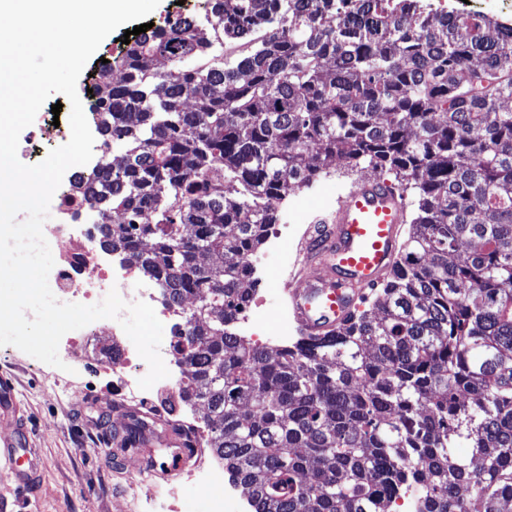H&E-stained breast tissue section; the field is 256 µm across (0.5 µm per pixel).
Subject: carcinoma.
I'll use <instances>...</instances> for the list:
<instances>
[{
  "label": "carcinoma",
  "instance_id": "carcinoma-1",
  "mask_svg": "<svg viewBox=\"0 0 512 512\" xmlns=\"http://www.w3.org/2000/svg\"><path fill=\"white\" fill-rule=\"evenodd\" d=\"M246 52L224 53L227 43ZM170 63L166 71L154 63ZM102 146L79 176L98 243L160 287L252 512H504L512 504V27L420 0H207L91 85ZM336 157L413 206L393 272L326 336L236 333L247 256L288 190ZM469 448L463 457L456 449Z\"/></svg>",
  "mask_w": 512,
  "mask_h": 512
}]
</instances>
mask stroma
Returning <instances> with one entry per match:
<instances>
[{
  "mask_svg": "<svg viewBox=\"0 0 512 512\" xmlns=\"http://www.w3.org/2000/svg\"><path fill=\"white\" fill-rule=\"evenodd\" d=\"M430 12L474 9L512 26V0H423ZM367 168L346 161L332 163L327 175L289 195L279 205L285 229L267 236L255 253L259 284L252 319L239 322L240 335L252 343L278 349L271 330L290 310L286 286L299 270L298 252L310 223L321 211L364 178ZM63 368L47 365L7 345L0 346V372L9 373L15 400L25 419L17 429L0 414V512H145L147 496L163 495L174 479L160 471L138 481L139 459L146 452L172 455L170 429L147 424L142 434L149 449L130 447L124 430L130 416L112 393V377L87 378L95 361L82 348L60 352ZM21 440L16 454L32 461L30 483L16 482L5 445Z\"/></svg>",
  "mask_w": 512,
  "mask_h": 512,
  "instance_id": "1",
  "label": "stroma"
}]
</instances>
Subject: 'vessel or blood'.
<instances>
[{
  "label": "vessel or blood",
  "mask_w": 512,
  "mask_h": 512,
  "mask_svg": "<svg viewBox=\"0 0 512 512\" xmlns=\"http://www.w3.org/2000/svg\"><path fill=\"white\" fill-rule=\"evenodd\" d=\"M406 202L388 182L362 181L325 212L304 252V280L289 289L293 316L308 335L344 324L361 288L381 280L395 265L398 228Z\"/></svg>",
  "instance_id": "obj_1"
}]
</instances>
